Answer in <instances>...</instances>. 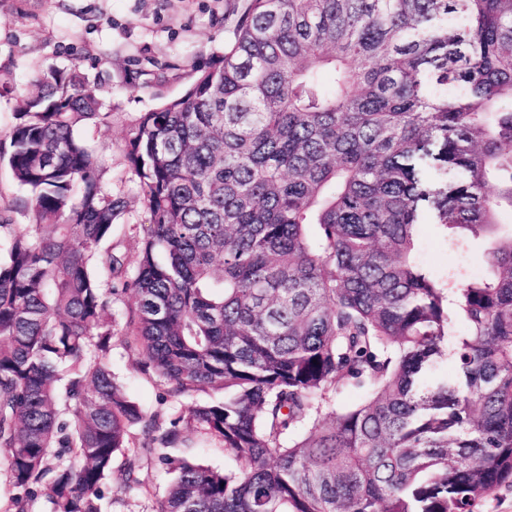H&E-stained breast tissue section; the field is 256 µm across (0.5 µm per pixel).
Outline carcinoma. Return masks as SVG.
Returning <instances> with one entry per match:
<instances>
[{"label": "carcinoma", "mask_w": 512, "mask_h": 512, "mask_svg": "<svg viewBox=\"0 0 512 512\" xmlns=\"http://www.w3.org/2000/svg\"><path fill=\"white\" fill-rule=\"evenodd\" d=\"M99 108L50 67L0 146L34 218L0 222L3 512H102L145 457L176 472L151 512H472L512 484V0H244L221 63L131 124L132 261L101 248ZM428 218L488 239L485 272L421 268ZM116 340L165 398L224 400L144 411ZM192 431L237 468L172 458Z\"/></svg>", "instance_id": "obj_1"}]
</instances>
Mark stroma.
<instances>
[{
  "label": "stroma",
  "mask_w": 512,
  "mask_h": 512,
  "mask_svg": "<svg viewBox=\"0 0 512 512\" xmlns=\"http://www.w3.org/2000/svg\"><path fill=\"white\" fill-rule=\"evenodd\" d=\"M237 7L236 0H0V140L15 122L20 97L34 91L44 70H76L102 104L100 121L78 134L94 150L104 191L123 204L111 240L116 253L134 257L150 222L127 158L129 125L160 98L182 95L200 69L221 59ZM26 196L0 160V219L31 223L21 205ZM418 241L419 261L440 283L451 270L468 277L486 267L485 241L451 250L435 224L421 226ZM110 366L132 401L148 412L160 410L163 390L133 352L115 346ZM170 454L221 471L234 467L220 444L200 434ZM138 477L144 492L107 497L104 512H151L154 497L172 479L153 459Z\"/></svg>",
  "instance_id": "stroma-1"
}]
</instances>
